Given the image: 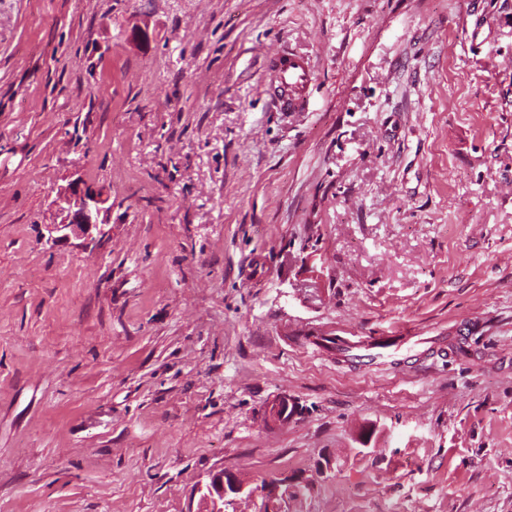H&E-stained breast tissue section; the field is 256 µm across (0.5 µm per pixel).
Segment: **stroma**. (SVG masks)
Wrapping results in <instances>:
<instances>
[{
	"instance_id": "1",
	"label": "stroma",
	"mask_w": 512,
	"mask_h": 512,
	"mask_svg": "<svg viewBox=\"0 0 512 512\" xmlns=\"http://www.w3.org/2000/svg\"><path fill=\"white\" fill-rule=\"evenodd\" d=\"M77 168L111 232L54 246ZM222 467L224 512H512V0H0V512ZM273 94L271 102L280 112L308 111L307 89L314 76L309 57L284 47L266 64ZM296 412V405L292 399L288 395L282 394L267 405L265 421L279 426H286ZM297 487L296 482L287 476L270 479L261 486L263 498L262 511L267 507L268 512L277 511L281 501L286 498L288 490Z\"/></svg>"
}]
</instances>
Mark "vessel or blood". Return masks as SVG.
<instances>
[{
    "label": "vessel or blood",
    "instance_id": "1",
    "mask_svg": "<svg viewBox=\"0 0 512 512\" xmlns=\"http://www.w3.org/2000/svg\"><path fill=\"white\" fill-rule=\"evenodd\" d=\"M266 70L275 107L282 112L307 111V89L314 76L311 59L285 47L268 60Z\"/></svg>",
    "mask_w": 512,
    "mask_h": 512
}]
</instances>
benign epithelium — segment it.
I'll return each mask as SVG.
<instances>
[{
  "instance_id": "1",
  "label": "benign epithelium",
  "mask_w": 512,
  "mask_h": 512,
  "mask_svg": "<svg viewBox=\"0 0 512 512\" xmlns=\"http://www.w3.org/2000/svg\"><path fill=\"white\" fill-rule=\"evenodd\" d=\"M110 199L107 193L90 187L81 173H75V178L58 189L51 201L56 220L46 225L48 238L56 243L72 238L103 241L112 213ZM296 412L292 399L282 394L267 405L265 421L286 426ZM295 487L296 482L287 476L265 481L261 487L263 507L276 512L288 491ZM246 488L247 484L230 469L211 471L207 481L198 485L201 496L197 512H224V505L246 493Z\"/></svg>"
}]
</instances>
